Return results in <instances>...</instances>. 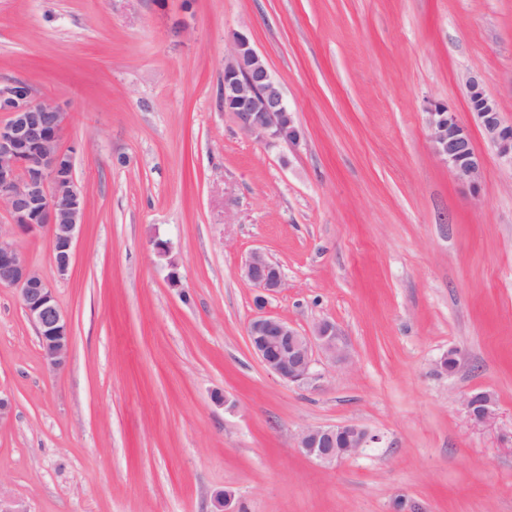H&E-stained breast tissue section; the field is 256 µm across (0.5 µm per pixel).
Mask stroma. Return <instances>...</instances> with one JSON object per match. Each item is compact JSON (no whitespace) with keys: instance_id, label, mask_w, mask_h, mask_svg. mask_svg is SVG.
Segmentation results:
<instances>
[{"instance_id":"35a3bbf8","label":"stroma","mask_w":512,"mask_h":512,"mask_svg":"<svg viewBox=\"0 0 512 512\" xmlns=\"http://www.w3.org/2000/svg\"><path fill=\"white\" fill-rule=\"evenodd\" d=\"M246 33L303 131L246 134L224 60ZM481 73L512 122V0H0V86L61 104L86 199L72 267L17 243L72 331L48 370L0 288V497L28 512H512V163L467 107ZM447 103L478 189L434 153ZM171 246L161 254L156 242ZM285 286L268 314L336 322L351 352L296 386L249 347L252 251ZM178 271L180 286L168 275ZM457 350L449 374L436 361ZM493 392L474 425L462 401ZM378 435L324 467L307 427Z\"/></svg>"}]
</instances>
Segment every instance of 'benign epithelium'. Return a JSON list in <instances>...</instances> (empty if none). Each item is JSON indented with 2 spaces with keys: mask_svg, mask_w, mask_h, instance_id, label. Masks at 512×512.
Returning <instances> with one entry per match:
<instances>
[{
  "mask_svg": "<svg viewBox=\"0 0 512 512\" xmlns=\"http://www.w3.org/2000/svg\"><path fill=\"white\" fill-rule=\"evenodd\" d=\"M469 112L496 148L512 162V122H504L497 102L477 76L467 80ZM224 111L235 114L243 131L259 140L287 146L299 145L302 128L286 103L282 89L256 52L249 37L238 33L233 51L224 61ZM0 206L7 207L10 223L0 225V288L18 291L24 312L33 325L45 365L50 370L66 366L71 347L70 326L54 289L30 265L14 241L19 233L47 230L57 276H68L78 233L84 224L85 203L75 184L71 151L61 147L59 134L66 114L60 105L37 99L29 88L15 84L0 89ZM429 138L437 156L457 180L478 192L483 159L475 150L471 133L443 102L427 108ZM241 274L260 291L255 304L263 309L266 296L285 285L278 263L261 251L245 260ZM249 345L260 362L282 379L307 384L316 379L318 358L345 364L350 351L336 322L324 319L303 333L271 314L254 317L247 326ZM496 397L479 391L465 397L463 407L475 425L496 417ZM378 436L353 422L302 430L297 451L324 466L352 457Z\"/></svg>",
  "mask_w": 512,
  "mask_h": 512,
  "instance_id": "1",
  "label": "benign epithelium"
}]
</instances>
